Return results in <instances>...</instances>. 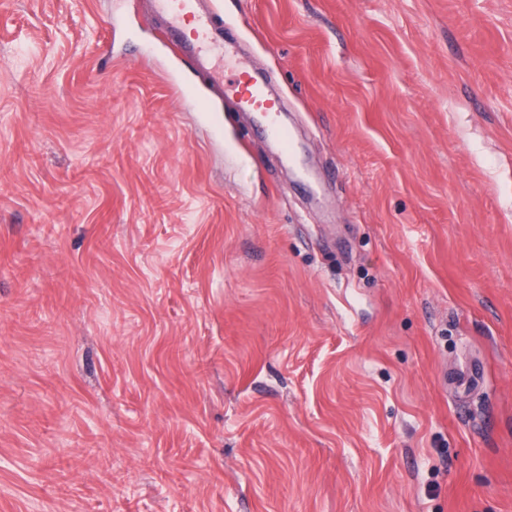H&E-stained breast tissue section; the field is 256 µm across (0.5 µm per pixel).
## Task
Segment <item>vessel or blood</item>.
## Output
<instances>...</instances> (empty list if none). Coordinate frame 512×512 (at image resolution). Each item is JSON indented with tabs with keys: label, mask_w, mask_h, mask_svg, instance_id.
Wrapping results in <instances>:
<instances>
[{
	"label": "vessel or blood",
	"mask_w": 512,
	"mask_h": 512,
	"mask_svg": "<svg viewBox=\"0 0 512 512\" xmlns=\"http://www.w3.org/2000/svg\"><path fill=\"white\" fill-rule=\"evenodd\" d=\"M158 7L170 17L163 36L174 48L191 42L198 54L200 66L222 72L226 63L232 62L231 51L224 44V31L214 13L201 9L198 0H156ZM228 94L237 105L255 113L261 132L271 137L283 160L294 161L296 144L287 128L279 121L282 110L280 101L268 93L264 84L246 65H238Z\"/></svg>",
	"instance_id": "b4317fda"
}]
</instances>
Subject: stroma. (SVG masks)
<instances>
[{
  "label": "stroma",
  "instance_id": "stroma-1",
  "mask_svg": "<svg viewBox=\"0 0 512 512\" xmlns=\"http://www.w3.org/2000/svg\"><path fill=\"white\" fill-rule=\"evenodd\" d=\"M203 5L298 166L153 0H0V512H512V0Z\"/></svg>",
  "mask_w": 512,
  "mask_h": 512
}]
</instances>
